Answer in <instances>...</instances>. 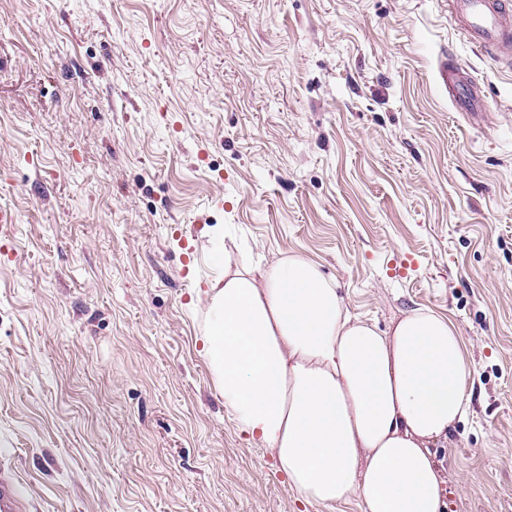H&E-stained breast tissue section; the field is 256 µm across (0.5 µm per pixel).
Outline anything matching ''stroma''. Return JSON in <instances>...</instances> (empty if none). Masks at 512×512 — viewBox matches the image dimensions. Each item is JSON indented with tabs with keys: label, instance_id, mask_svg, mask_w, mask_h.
I'll return each instance as SVG.
<instances>
[{
	"label": "stroma",
	"instance_id": "35a3bbf8",
	"mask_svg": "<svg viewBox=\"0 0 512 512\" xmlns=\"http://www.w3.org/2000/svg\"><path fill=\"white\" fill-rule=\"evenodd\" d=\"M461 65L490 110L439 84ZM0 465L25 512H327L224 406L223 232L350 314L428 308L471 411L445 512H512V49L448 0H0Z\"/></svg>",
	"mask_w": 512,
	"mask_h": 512
}]
</instances>
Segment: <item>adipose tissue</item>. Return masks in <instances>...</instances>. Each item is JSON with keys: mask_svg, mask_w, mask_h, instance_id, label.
<instances>
[{"mask_svg": "<svg viewBox=\"0 0 512 512\" xmlns=\"http://www.w3.org/2000/svg\"><path fill=\"white\" fill-rule=\"evenodd\" d=\"M205 308L203 348L225 408L304 501L441 512L429 446L468 412L463 344L446 319L415 309L380 331L301 257L260 275L225 258Z\"/></svg>", "mask_w": 512, "mask_h": 512, "instance_id": "ef3b65f1", "label": "adipose tissue"}]
</instances>
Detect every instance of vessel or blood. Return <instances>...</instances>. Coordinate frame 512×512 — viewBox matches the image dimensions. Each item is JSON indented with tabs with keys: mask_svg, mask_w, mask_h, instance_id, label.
Masks as SVG:
<instances>
[{
	"mask_svg": "<svg viewBox=\"0 0 512 512\" xmlns=\"http://www.w3.org/2000/svg\"><path fill=\"white\" fill-rule=\"evenodd\" d=\"M456 17L464 22L469 39L495 50L512 44V0H448ZM442 86L456 109L463 114L483 112L486 102L475 85L469 84L454 64L439 69ZM24 497L18 480L7 468H0V512H24Z\"/></svg>",
	"mask_w": 512,
	"mask_h": 512,
	"instance_id": "vessel-or-blood-1",
	"label": "vessel or blood"
}]
</instances>
